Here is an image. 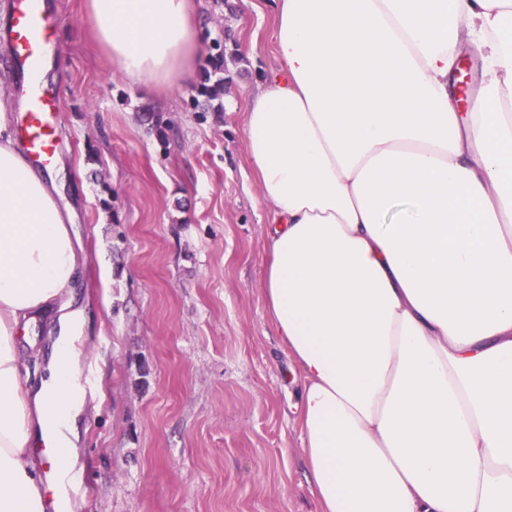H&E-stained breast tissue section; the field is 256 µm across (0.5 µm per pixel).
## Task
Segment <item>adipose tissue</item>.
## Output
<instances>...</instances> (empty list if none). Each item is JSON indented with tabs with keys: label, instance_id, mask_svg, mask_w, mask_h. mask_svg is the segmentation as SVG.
<instances>
[{
	"label": "adipose tissue",
	"instance_id": "ef3b65f1",
	"mask_svg": "<svg viewBox=\"0 0 512 512\" xmlns=\"http://www.w3.org/2000/svg\"><path fill=\"white\" fill-rule=\"evenodd\" d=\"M272 3L279 70L244 133L321 510L512 512V0ZM88 10L131 84L191 78L195 0ZM464 53L481 79L465 112ZM79 269L47 178L0 140V512H72ZM53 310L31 391L18 333Z\"/></svg>",
	"mask_w": 512,
	"mask_h": 512
}]
</instances>
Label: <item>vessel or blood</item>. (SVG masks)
Masks as SVG:
<instances>
[{
	"label": "vessel or blood",
	"mask_w": 512,
	"mask_h": 512,
	"mask_svg": "<svg viewBox=\"0 0 512 512\" xmlns=\"http://www.w3.org/2000/svg\"><path fill=\"white\" fill-rule=\"evenodd\" d=\"M55 25L46 0H13L4 29L12 51L0 63V69L12 76L22 105L12 120L34 164L44 170L55 162L54 132L60 111L57 90L44 79L55 52Z\"/></svg>",
	"instance_id": "obj_1"
}]
</instances>
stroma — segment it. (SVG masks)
Instances as JSON below:
<instances>
[{
	"label": "stroma",
	"instance_id": "35a3bbf8",
	"mask_svg": "<svg viewBox=\"0 0 512 512\" xmlns=\"http://www.w3.org/2000/svg\"><path fill=\"white\" fill-rule=\"evenodd\" d=\"M48 3L54 171L96 374L75 512H320L301 380L263 296L269 207L243 131L278 66L271 0H196L203 51L190 82L164 91L112 71L86 0Z\"/></svg>",
	"mask_w": 512,
	"mask_h": 512
}]
</instances>
